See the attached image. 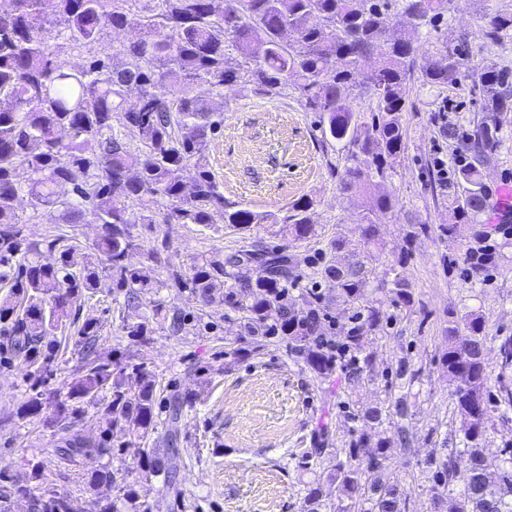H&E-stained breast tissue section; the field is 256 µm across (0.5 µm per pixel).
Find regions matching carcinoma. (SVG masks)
<instances>
[{
    "label": "carcinoma",
    "mask_w": 512,
    "mask_h": 512,
    "mask_svg": "<svg viewBox=\"0 0 512 512\" xmlns=\"http://www.w3.org/2000/svg\"><path fill=\"white\" fill-rule=\"evenodd\" d=\"M453 0H11L0 10V283L9 292L0 299V324L10 347L33 373H42L54 350L42 338L75 326V346L83 364L64 399L56 402L54 421L64 435L57 448L61 462L78 456L112 458L134 444L137 469L145 477H162L184 508L183 491L175 487L173 460L178 458L177 420L193 408L197 395L169 402L168 416L158 405L154 380L140 364L121 357L96 355L98 319L79 320L77 304L101 287L102 280L122 296V307L152 303L150 313L122 323V335L146 342L167 319L157 299L163 288H181L205 304L222 303L245 313L249 347L230 348L228 356L263 350L280 337L318 379L338 369L358 383L370 377L372 357L363 351L368 334L387 321L383 305L358 306L369 284L362 262L343 254L341 238L329 242L330 257L319 275L336 296L356 306L352 326L339 342L323 336L329 318L323 295L292 294L295 265L283 252L255 250L225 257L219 253L194 258L188 271L155 276L160 250L153 248L135 266L128 256L136 246L138 224H210L220 213L239 231L254 224H283L298 240L313 232V201L300 199L285 210L262 215L224 200V191L205 163L208 143L220 124L212 96L224 97V86L277 94L293 83L302 105L317 113L323 141L346 149L339 189L369 198L360 221L361 236L370 244L378 228L371 215L393 208L387 196L372 189L391 177L403 149L401 113L408 111L411 83L428 86L458 83L466 65L464 43L434 48L431 59L416 69L420 46L412 34L434 25ZM405 18L389 42L380 41L394 14ZM483 38L497 44L512 36V10L494 5ZM135 27L139 37L103 57L98 45L109 29ZM330 28L333 36H325ZM383 58L376 71L363 74L361 64L373 55ZM80 56L75 69L67 59ZM138 93L128 100L129 84ZM484 102L470 128L450 122L441 127L448 143L463 156L448 177L434 188L448 196L454 223L441 234L454 241L485 233L477 217L490 206V191L481 168L492 158L501 133L512 125V67L493 63L478 77ZM362 86L370 98V125L354 105L351 90ZM202 87L210 93L194 92ZM194 162L197 175L186 187L183 171ZM25 177L19 178V172ZM25 200L29 211L19 210ZM54 209L61 224H82L91 214L100 226L88 246L86 261L75 269L74 238L65 231L32 241L23 225L41 211ZM57 254L42 260L43 252ZM495 262L484 246L467 257L469 278L483 276ZM277 320L269 322L271 312ZM485 323L466 315L449 321L448 350L442 367L453 385V404L461 418L462 437L421 467L432 484L434 512H512V449L490 460L481 442L492 414L512 412V386L501 382L491 390L483 355ZM501 373L512 370V336L499 342ZM406 396L388 407H369L349 414L354 423L370 422L373 438L360 433L345 456L336 459L325 480L305 488L312 512L325 505L327 489L350 500L341 512H407L408 489L399 479L384 477L388 446L380 436L392 417L406 413ZM41 394L28 397L16 416L40 418ZM92 414L99 437L86 438L71 428L73 420ZM163 428L171 448L166 459L146 448L149 437ZM499 471L493 485L490 471ZM44 462L31 465L29 478L40 481L37 492L0 472V512H11L13 498L28 495L37 512H82L79 498L48 483ZM110 482L116 495L100 512H148L137 504L126 473L109 467L88 476L95 485Z\"/></svg>",
    "instance_id": "obj_1"
}]
</instances>
